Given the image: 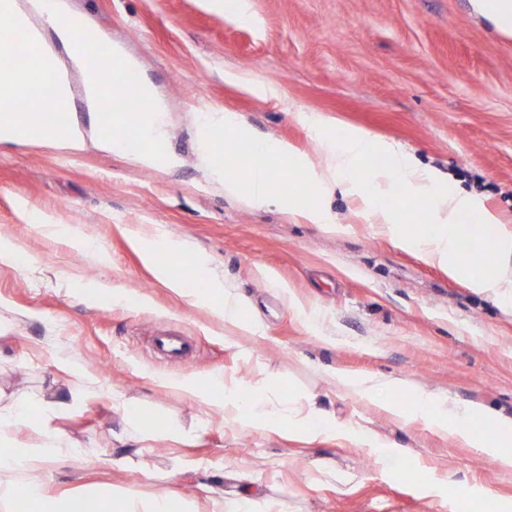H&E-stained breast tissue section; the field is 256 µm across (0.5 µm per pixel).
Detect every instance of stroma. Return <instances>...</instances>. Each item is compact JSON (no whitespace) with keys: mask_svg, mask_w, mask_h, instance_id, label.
Wrapping results in <instances>:
<instances>
[{"mask_svg":"<svg viewBox=\"0 0 512 512\" xmlns=\"http://www.w3.org/2000/svg\"><path fill=\"white\" fill-rule=\"evenodd\" d=\"M68 0L91 31L138 62L170 121L147 167L97 146L110 127L85 104L71 122L82 151L42 132L0 144V242L27 257L0 264V401L76 395L52 424L79 456L49 459L38 481L67 506L104 488L171 512H512V470L349 394L336 372L396 378L391 400L420 392L512 416V308L401 249L357 195L325 204L327 232L285 205L227 194L201 162L204 118L231 112L257 138L284 141L313 167L328 137L361 129L395 141L451 186L477 196L512 233V31L473 0ZM162 232L191 254L160 253L174 275L207 273L242 299V327L160 282L135 240ZM256 326L257 334L247 333ZM157 335L188 337L165 361ZM86 374L82 389L59 367ZM223 373L276 406L315 404L336 430L311 436L213 415L203 376ZM198 380L197 395L176 388ZM138 430L119 442L122 405ZM368 428L378 444L351 440Z\"/></svg>","mask_w":512,"mask_h":512,"instance_id":"35a3bbf8","label":"stroma"}]
</instances>
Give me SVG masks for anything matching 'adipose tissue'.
<instances>
[{"label": "adipose tissue", "mask_w": 512, "mask_h": 512, "mask_svg": "<svg viewBox=\"0 0 512 512\" xmlns=\"http://www.w3.org/2000/svg\"><path fill=\"white\" fill-rule=\"evenodd\" d=\"M0 15L9 19L19 36L16 45L19 61L15 68L0 74V141L24 139L30 129L40 128L65 148L81 150L84 139L78 128L60 129L55 125L57 112L72 99L71 76L76 73L81 78L85 104L98 119L108 115L104 106L108 98L117 103L137 97L148 104L152 114L151 120L140 129L138 149H131L126 137L100 141V149L132 153L138 163L152 167L166 162V155L155 148L165 136L166 108L156 99L150 86L129 83L128 76L136 68L133 59L117 49L103 56L93 54L78 37L79 22L68 12L63 0H0ZM36 15L45 17L57 41L66 47L67 61H60L45 42L41 27L32 21ZM309 123L315 133L322 135L325 147L323 169L311 174L318 188L326 192L336 188L358 194L375 223L398 229L402 246L420 251L428 261L447 267L449 275L464 279L476 291L512 307V234L492 232V224L498 221L493 212L481 206L472 195L444 185L435 172L421 167L399 144L380 141L359 131L332 139L324 136L320 118L310 117ZM224 129L234 134L233 140L226 144L227 149L257 147L263 153L288 160L299 169L308 167L307 161L291 146L274 140H256L234 113H225L223 126H209L208 133L213 136ZM371 156L383 158V166L373 169L363 184H353L351 174L357 172L364 158ZM395 193L426 202V223L417 233L400 231L399 213L386 204L387 198ZM467 216L476 217V224H464ZM465 238L498 257V267L474 269L460 246ZM199 282L197 295L212 302L216 314L225 322L238 324L239 297L225 290L223 281L218 278L203 276ZM210 384L225 390L224 398L213 402L216 412H223L230 406L240 420H254L269 429L297 425L322 432L331 428L330 422L314 410L276 408L260 397L225 389L222 376H211ZM65 404L61 397L38 404L25 395L16 397L12 404L0 409V439L5 438L8 431L27 425L32 410L50 416ZM417 405L427 412L437 433H451L462 441L475 443L501 467H512V417L460 403L443 393H421ZM73 450L72 443L46 425L38 433L37 444L16 449L7 462L0 463V472H36L49 458L67 455Z\"/></svg>", "instance_id": "1"}]
</instances>
